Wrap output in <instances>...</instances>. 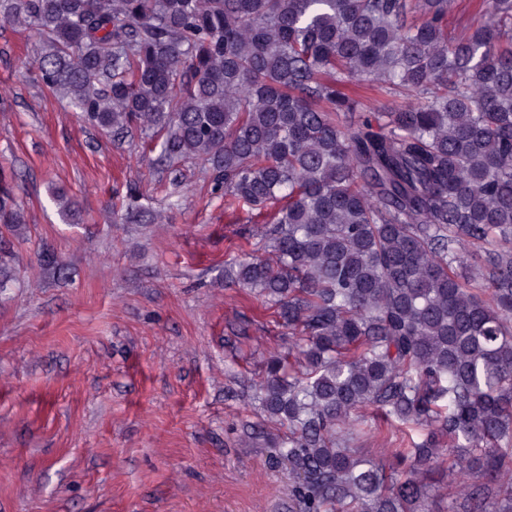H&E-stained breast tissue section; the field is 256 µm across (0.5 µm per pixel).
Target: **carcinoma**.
I'll return each instance as SVG.
<instances>
[{
	"label": "carcinoma",
	"instance_id": "cac0c4a2",
	"mask_svg": "<svg viewBox=\"0 0 512 512\" xmlns=\"http://www.w3.org/2000/svg\"><path fill=\"white\" fill-rule=\"evenodd\" d=\"M450 6L0 0L85 123L162 131L224 207L273 209L224 280L299 337L256 385L298 512H428L436 474L512 512V0L453 40ZM364 80L399 104L354 115ZM366 410L422 440L357 455Z\"/></svg>",
	"mask_w": 512,
	"mask_h": 512
}]
</instances>
